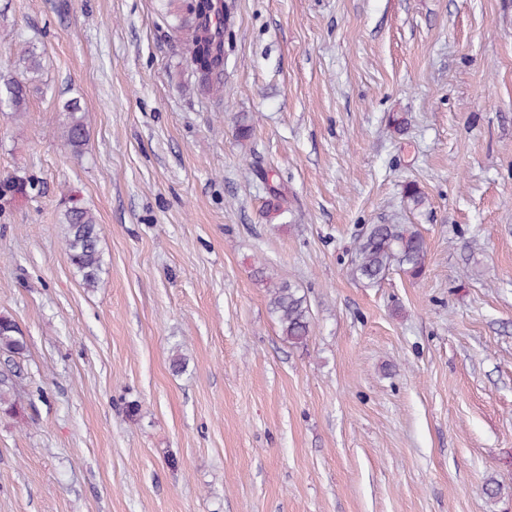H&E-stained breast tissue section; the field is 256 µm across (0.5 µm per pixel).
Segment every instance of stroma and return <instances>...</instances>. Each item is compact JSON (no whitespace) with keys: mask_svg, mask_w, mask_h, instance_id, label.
I'll list each match as a JSON object with an SVG mask.
<instances>
[{"mask_svg":"<svg viewBox=\"0 0 512 512\" xmlns=\"http://www.w3.org/2000/svg\"><path fill=\"white\" fill-rule=\"evenodd\" d=\"M224 3L216 94L162 0H0V70L20 34L48 86L0 114V178L44 182L0 200L26 344L0 512H512V0ZM71 193L101 229L93 290ZM393 219L424 273L354 280L357 237ZM280 281L305 347L269 311ZM58 112H66L67 123L64 125L63 136L67 145L76 153H80L86 142V126L83 117L77 116L83 112L80 102L76 99L62 101ZM64 244L70 263L85 288H98L102 282L104 260L100 249V229L92 211L71 198L62 210ZM268 306L288 343L296 347L306 345L311 333L312 315L304 293L287 282L274 284L269 288Z\"/></svg>","mask_w":512,"mask_h":512,"instance_id":"stroma-1","label":"stroma"}]
</instances>
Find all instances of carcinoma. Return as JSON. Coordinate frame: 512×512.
<instances>
[{
  "label": "carcinoma",
  "instance_id": "obj_1",
  "mask_svg": "<svg viewBox=\"0 0 512 512\" xmlns=\"http://www.w3.org/2000/svg\"><path fill=\"white\" fill-rule=\"evenodd\" d=\"M167 6L178 20L180 42L192 61L193 72L204 86L218 83L223 87L224 25L230 22V13L224 0H167ZM14 68L0 72V112H25L29 93L39 88L42 61L34 44L18 39L15 42ZM59 111L67 114L63 136L76 153L86 142V126L80 102L67 99ZM44 182L23 176H9L0 180V197L12 192L36 196L42 193ZM60 224L64 226V244L70 263L81 277L83 285L95 289L102 282L104 260L100 249V229L92 211L77 199H70L62 210ZM426 241L415 224H369L359 236L351 259V275L366 285L380 282L393 268H399L413 277L422 274L427 260ZM270 312L275 316L281 335L293 346H304L311 333L310 305L300 289L287 282L269 288ZM25 341L17 324L0 317V353L15 357L24 353ZM15 374L0 373V408L9 410L16 401Z\"/></svg>",
  "mask_w": 512,
  "mask_h": 512
}]
</instances>
